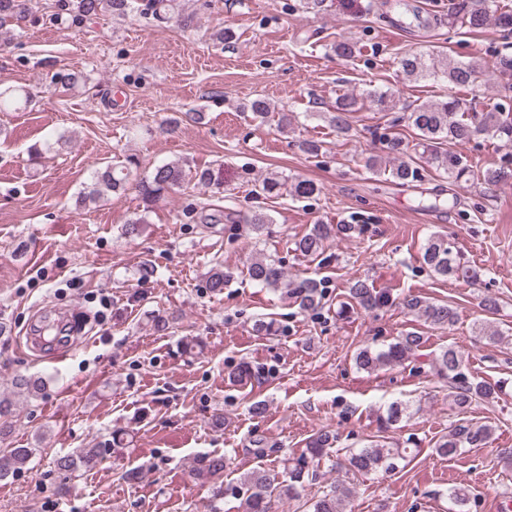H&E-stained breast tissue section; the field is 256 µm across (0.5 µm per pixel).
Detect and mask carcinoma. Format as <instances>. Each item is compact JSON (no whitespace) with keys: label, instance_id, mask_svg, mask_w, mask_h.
<instances>
[{"label":"carcinoma","instance_id":"carcinoma-1","mask_svg":"<svg viewBox=\"0 0 512 512\" xmlns=\"http://www.w3.org/2000/svg\"><path fill=\"white\" fill-rule=\"evenodd\" d=\"M27 0H0V27L26 10ZM134 0H58L60 11L75 12L79 16H96L102 12L123 16L133 8ZM179 7V0H143V11L157 21L167 20ZM494 25L504 32L512 31V11L504 10L497 0H454L448 8V27L466 28L479 31ZM402 73L408 79H440L448 83L449 89L476 87L486 76V65L477 61H457L450 56L437 53L428 57L406 53L399 59ZM29 102L28 96L18 90L0 92V110L24 109ZM372 103L382 111L396 107L394 97L376 90H368L359 95L343 94L336 98L333 112L328 122L336 133L347 136L352 130L349 114L360 112L366 103ZM242 111L251 113L252 119L264 124L274 112V107L262 97H257L242 107ZM406 120L416 131L422 152L419 161H400L390 170V176L397 181L419 182L423 179L425 166L444 171L448 178L459 180L470 173L467 157L448 149V146H463L481 137L490 136L500 141L505 148H512V112L496 103L487 111L474 112L472 101L453 96L446 101L421 102L407 105ZM387 154L396 158L407 154L408 143L396 134L385 133L381 136ZM132 161L112 160L96 168L87 190L79 197L83 203H95L106 193L114 194L126 190L130 177ZM194 180L205 186L221 185L215 170L206 168L191 169L184 163L170 162L154 168L152 173L140 180L139 192L147 206L166 191L181 186L185 180ZM288 189V195L295 199H307L319 193L318 186L311 180L295 179L288 182L276 174H269L258 184L255 193L263 196H277L281 189ZM272 223L270 216L258 211L251 215L248 230L255 235L262 234ZM360 233L358 224H314L300 238L295 240V251L304 257L314 259L325 251V244L336 239L350 238ZM422 268L433 276L444 280L463 279L477 281L481 273L478 269L461 262V255L443 235L430 236L422 247ZM250 279L263 288L284 291L304 311L320 307L324 299L322 283L311 277L293 282L285 278L283 269L274 260L257 253L250 258L247 266ZM232 280L230 272L216 263L206 273V283L214 294H221ZM352 302L364 310H375L389 303V296L357 280L349 288ZM404 308L415 317L437 327H452L457 319L454 308L446 303L422 300L418 297L403 301ZM423 337L408 332L394 339L385 348L367 345L356 352L355 364L358 369L374 372L391 366H402L415 356L421 347ZM435 374L450 383L452 405L461 414L466 413L470 405L477 400L492 401L497 398V386L485 379L475 378L466 373L467 367L463 353L453 347L440 348L431 363ZM232 380L241 387L253 386L257 380L256 372L246 363H242L232 375ZM45 380L42 378L18 375L11 381L9 392L0 393V445L5 443L12 433V420L16 414L17 400L30 399L43 394ZM407 401H395L388 406L382 425H391L408 412ZM493 434L487 424L474 423L460 419L449 427L434 445L435 453L452 458L467 448L485 446ZM338 441V436L322 431L306 442V451L297 457L281 460L282 472L257 469L246 476L235 488V494L242 498L244 512H270L271 499L274 496H292L297 487L315 480L316 472L309 470V462L319 461L326 455V449ZM102 443L92 448H82L69 456L55 459V466L63 471H72L78 467L93 469L109 454L110 444ZM34 448H0V481L14 477L27 469ZM407 457V448L398 446L386 448L382 445H370L350 451L347 470L368 476L379 470L394 471L398 463ZM226 460L221 455L210 456L196 470L195 476L204 484L211 485L213 499L224 497V470ZM352 495L350 488L335 486L333 490L318 497L312 503V512H346L345 502Z\"/></svg>","mask_w":512,"mask_h":512}]
</instances>
